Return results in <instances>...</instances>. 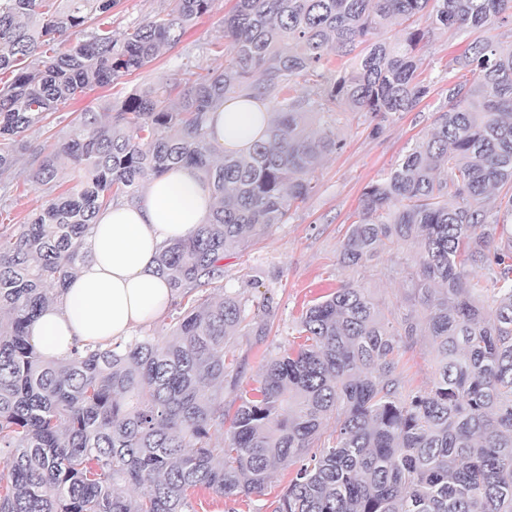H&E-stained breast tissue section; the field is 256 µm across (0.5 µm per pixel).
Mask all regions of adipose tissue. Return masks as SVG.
<instances>
[{
  "label": "adipose tissue",
  "instance_id": "adipose-tissue-1",
  "mask_svg": "<svg viewBox=\"0 0 512 512\" xmlns=\"http://www.w3.org/2000/svg\"><path fill=\"white\" fill-rule=\"evenodd\" d=\"M270 106L240 97L210 113L217 150L243 153L260 139ZM215 200L203 176L180 167L153 179L140 200L100 211L88 239L89 258L78 265L58 301L29 327L43 355L64 359L77 347L128 339L139 325L159 318L172 301L156 256L166 242L185 239L210 216Z\"/></svg>",
  "mask_w": 512,
  "mask_h": 512
}]
</instances>
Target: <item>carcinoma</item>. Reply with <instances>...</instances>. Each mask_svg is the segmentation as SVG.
I'll list each match as a JSON object with an SVG mask.
<instances>
[{
	"label": "carcinoma",
	"instance_id": "cac0c4a2",
	"mask_svg": "<svg viewBox=\"0 0 512 512\" xmlns=\"http://www.w3.org/2000/svg\"><path fill=\"white\" fill-rule=\"evenodd\" d=\"M215 3L174 0L117 39L87 32L116 0H0V72L13 73L0 88V174L29 150L24 132L146 67ZM505 22L512 0H234L224 69L185 70L177 106L174 85L79 113L30 174L61 187L64 157L75 184L20 230L0 227V512H195L191 489L235 502L292 465L270 512H512V40L477 38L456 58L472 79L448 78L434 130L365 188L341 243L348 268L411 248L420 316L398 320L341 284L307 306L304 342L267 359L230 413L218 398L225 346L243 330L266 335L268 323L238 294L197 299L223 287L229 252L285 223L324 157L343 148L332 127L310 131L308 115L409 112L431 94L420 44ZM394 27L403 38L385 37ZM351 54L318 96L295 88ZM242 95L269 103L272 122L248 152L216 161L209 112ZM181 166L203 173L218 206L158 251L178 309L171 334L41 356L28 326L88 258L97 213L137 202ZM476 267L489 277L472 276ZM418 335L435 360L424 390L402 364Z\"/></svg>",
	"mask_w": 512,
	"mask_h": 512
}]
</instances>
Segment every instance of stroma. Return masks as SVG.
Segmentation results:
<instances>
[{
	"label": "stroma",
	"instance_id": "35a3bbf8",
	"mask_svg": "<svg viewBox=\"0 0 512 512\" xmlns=\"http://www.w3.org/2000/svg\"><path fill=\"white\" fill-rule=\"evenodd\" d=\"M170 7L171 0H117L112 12L100 16L96 24L118 38L145 19L166 14ZM230 7L229 0H217L213 11L200 19L192 32L175 47L162 51L148 66L121 83L69 101L55 113L50 125L28 131L25 138L32 153L0 175V225L18 227L43 204L48 195L46 187L27 179L35 165L34 153L40 149L52 151L63 142L71 121L82 109L121 101L139 87L172 82L187 69H223L228 44L223 20ZM468 42L464 33H440L424 46L419 53L420 70L432 85L430 96L415 110L384 121L380 133H373L371 120L359 116L341 120L325 113L312 116L313 126H334L343 148L323 161L313 178V192L292 206L287 223L274 225L252 247L225 258L224 286L210 293L215 301L224 293H238L247 299L249 307L265 304L270 311L266 335L242 334L229 344L233 364L224 381L225 408H235L240 393L255 386L267 358L292 348L303 307L340 284L350 281L360 285L397 317L414 312V301L405 290L412 271L406 262L407 250L384 252L366 266L354 269L341 267L338 254L365 188L432 129L444 101L442 89L448 75L468 78V71L455 63ZM404 360L410 385L427 388L433 378L434 356L426 337L414 339ZM292 474V469H278L264 494L243 501L233 502L204 489L191 490L189 496L196 512H267L268 497L284 489Z\"/></svg>",
	"mask_w": 512,
	"mask_h": 512
}]
</instances>
